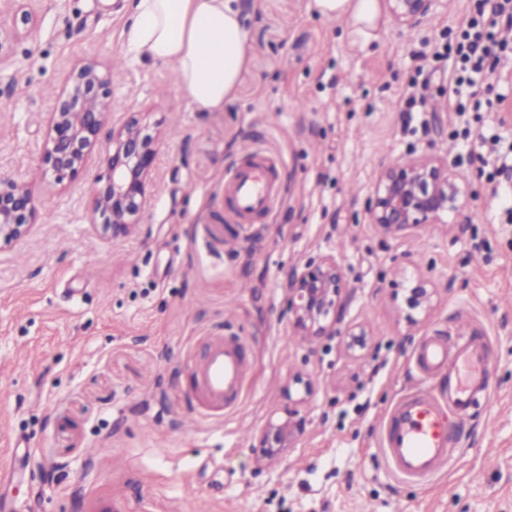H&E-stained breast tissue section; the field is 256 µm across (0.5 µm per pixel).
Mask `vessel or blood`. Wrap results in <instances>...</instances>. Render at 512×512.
Listing matches in <instances>:
<instances>
[{"mask_svg":"<svg viewBox=\"0 0 512 512\" xmlns=\"http://www.w3.org/2000/svg\"><path fill=\"white\" fill-rule=\"evenodd\" d=\"M240 223H250L270 211L278 191L275 161L258 155L234 172L224 188ZM414 362L424 386L402 395L390 408L383 429L382 453L392 474L404 481L422 482L445 468L456 441L451 418H464L479 397L488 395L486 348L463 327L454 335L428 332L418 341ZM240 346L220 336L209 337L204 357L191 372L200 417L220 422L236 408L247 376ZM448 380L446 395L431 392L434 377Z\"/></svg>","mask_w":512,"mask_h":512,"instance_id":"b4317fda","label":"vessel or blood"}]
</instances>
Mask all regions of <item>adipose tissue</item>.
<instances>
[{"label":"adipose tissue","mask_w":512,"mask_h":512,"mask_svg":"<svg viewBox=\"0 0 512 512\" xmlns=\"http://www.w3.org/2000/svg\"><path fill=\"white\" fill-rule=\"evenodd\" d=\"M126 47L135 59L174 61L178 80L200 111L223 109L247 64L250 28L240 0H131ZM328 19L378 28L385 0H314Z\"/></svg>","instance_id":"1"}]
</instances>
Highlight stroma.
<instances>
[{
    "mask_svg": "<svg viewBox=\"0 0 512 512\" xmlns=\"http://www.w3.org/2000/svg\"><path fill=\"white\" fill-rule=\"evenodd\" d=\"M128 0H36L0 9V178L28 182L32 232L0 252V502L10 512H512V223L467 135L512 141V30L475 88L448 54L475 0H443L413 29L378 38L320 16L312 0H246L248 72L223 110H196L175 62L126 52ZM112 74L114 112L161 134L134 233L89 223L93 172L54 183L39 155L72 66ZM448 158L467 188L456 225L391 239L366 208L384 166ZM274 156L280 192L253 223L224 195L231 171ZM333 253L351 299L345 328L304 339L284 313L287 275ZM435 288L405 322L402 271ZM467 320L489 340L490 398L453 421L461 446L428 482L397 480L381 454L392 403L419 384L413 350ZM241 338L242 401L195 416L189 363L215 331ZM310 392L294 385L296 376ZM297 397L304 434L285 460L255 461L254 439Z\"/></svg>",
    "mask_w": 512,
    "mask_h": 512,
    "instance_id": "35a3bbf8",
    "label": "stroma"
}]
</instances>
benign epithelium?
I'll return each mask as SVG.
<instances>
[{
  "label": "benign epithelium",
  "mask_w": 512,
  "mask_h": 512,
  "mask_svg": "<svg viewBox=\"0 0 512 512\" xmlns=\"http://www.w3.org/2000/svg\"><path fill=\"white\" fill-rule=\"evenodd\" d=\"M438 0H387L388 9L411 29L431 13ZM111 98L109 75L93 63L73 68L49 115L50 136L41 166L61 182L82 173L106 122ZM157 156V138L139 116L132 114L104 151L93 178L92 226L102 236L120 237L133 228ZM465 189L448 168V159L422 154L413 163L385 168L379 174L374 199L367 209L369 223L390 238H405L425 224H446L460 213ZM35 200L27 184L0 179V250L25 238L34 225ZM434 286L415 274L405 288V319L414 324L432 308ZM349 300V286L336 256L295 268L288 276V321L299 336H334ZM305 431V419L286 410L256 437L257 461L285 459L288 448Z\"/></svg>",
  "instance_id": "1"
}]
</instances>
